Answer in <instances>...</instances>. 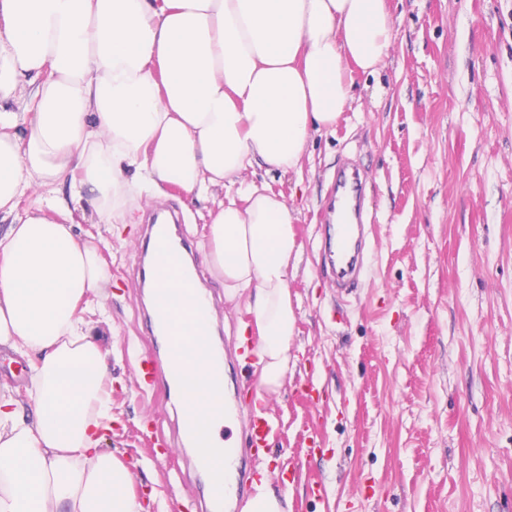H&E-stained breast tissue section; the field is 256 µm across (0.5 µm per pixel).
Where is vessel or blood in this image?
Here are the masks:
<instances>
[{
    "instance_id": "b4317fda",
    "label": "vessel or blood",
    "mask_w": 512,
    "mask_h": 512,
    "mask_svg": "<svg viewBox=\"0 0 512 512\" xmlns=\"http://www.w3.org/2000/svg\"><path fill=\"white\" fill-rule=\"evenodd\" d=\"M364 181L360 170L355 165H347L336 173L331 194L325 204L327 216L345 213L347 223L337 225L333 242L322 263V270L336 280L341 289L353 287L363 267L364 221L362 219V201ZM143 248L134 268L133 279L139 291L145 292L148 302L143 307L145 317L157 326L159 335L166 339L163 351L144 349L137 356L136 379L139 389L175 386L185 356L178 338L180 324L173 309L189 310L196 315H203L219 302V297L206 288L198 273L183 272L182 286L177 292L157 295L150 286L154 278V255L182 256L190 253L188 238L181 232L179 224L161 223L155 220L142 226ZM209 418L200 415L196 418H177L172 434L158 432L154 444V458L157 462L178 452H185L184 466L187 472H209L214 479L206 497L197 502L198 512H228L233 503L224 489L223 478L219 468L224 458V451L211 447L208 441ZM278 431L269 410L251 411L244 426L238 461L241 466H253L268 455L272 441Z\"/></svg>"
}]
</instances>
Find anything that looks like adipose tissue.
<instances>
[{
  "label": "adipose tissue",
  "mask_w": 512,
  "mask_h": 512,
  "mask_svg": "<svg viewBox=\"0 0 512 512\" xmlns=\"http://www.w3.org/2000/svg\"><path fill=\"white\" fill-rule=\"evenodd\" d=\"M394 35L388 0H0V347L32 371L29 404L0 384V512H143L128 466L100 448L107 366L81 313L110 274L72 233L76 200L123 224L168 186L199 200L235 188L206 258L243 299L260 385L276 392L300 246L287 205L238 177L257 160L297 170L312 133L350 107L354 70L377 72ZM199 329L181 322L185 410L209 411L216 432L224 386L198 359Z\"/></svg>",
  "instance_id": "adipose-tissue-1"
}]
</instances>
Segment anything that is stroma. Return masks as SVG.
I'll list each match as a JSON object with an SVG mask.
<instances>
[{
  "instance_id": "stroma-1",
  "label": "stroma",
  "mask_w": 512,
  "mask_h": 512,
  "mask_svg": "<svg viewBox=\"0 0 512 512\" xmlns=\"http://www.w3.org/2000/svg\"><path fill=\"white\" fill-rule=\"evenodd\" d=\"M395 39L377 73L354 74L335 130L313 134L298 171L255 164L296 216L301 247L288 275L295 360L268 394L281 425L266 464L288 512H512V0H389ZM355 160L368 177L370 251L350 293L321 273V214L334 172ZM228 191L194 200L177 187L127 223L97 224L90 200L73 231L111 271L91 316L106 357L112 430L103 447L133 473L144 512H196L205 480L175 484L140 435L167 421L165 394L141 395L132 369L146 333L129 275L140 226L173 205L202 248ZM320 400L294 398L306 377ZM309 456L283 481L288 456ZM321 477L328 495L306 493Z\"/></svg>"
}]
</instances>
